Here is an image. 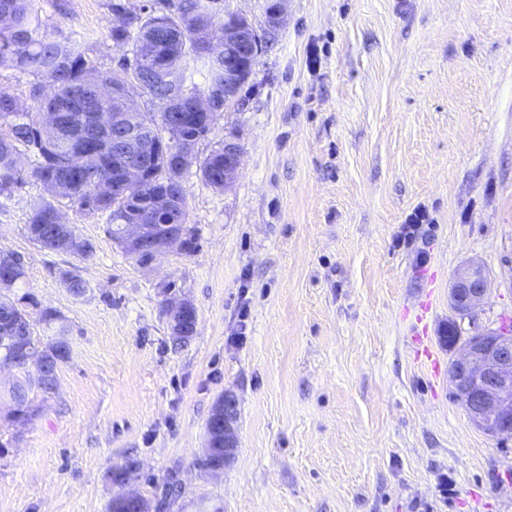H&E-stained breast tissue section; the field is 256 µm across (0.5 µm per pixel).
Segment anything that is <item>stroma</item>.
I'll list each match as a JSON object with an SVG mask.
<instances>
[{
    "label": "stroma",
    "instance_id": "stroma-1",
    "mask_svg": "<svg viewBox=\"0 0 512 512\" xmlns=\"http://www.w3.org/2000/svg\"><path fill=\"white\" fill-rule=\"evenodd\" d=\"M113 0H35L51 39L101 69L123 55ZM243 106L193 153L236 138L224 190L184 174L191 253L140 268L104 217L59 206L93 255L44 250L26 225L41 183L0 197V250L68 329L54 393L25 423L0 397V512H108L109 470L135 466L167 512H512V438L452 398L460 335L512 323V0H288ZM317 65H309L310 54ZM425 209L426 240H396ZM490 274L474 318L448 288L465 262ZM78 274L76 295L61 275ZM174 288L197 330L174 344ZM439 360H416L414 336ZM239 401L221 477L195 468L212 407Z\"/></svg>",
    "mask_w": 512,
    "mask_h": 512
}]
</instances>
